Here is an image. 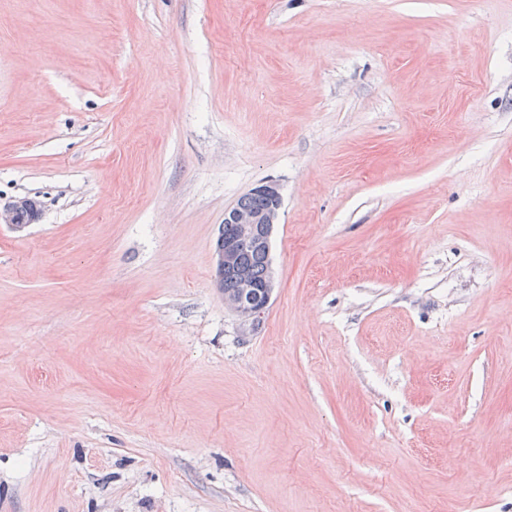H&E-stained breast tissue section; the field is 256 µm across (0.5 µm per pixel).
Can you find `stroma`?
I'll return each mask as SVG.
<instances>
[{
	"label": "stroma",
	"mask_w": 512,
	"mask_h": 512,
	"mask_svg": "<svg viewBox=\"0 0 512 512\" xmlns=\"http://www.w3.org/2000/svg\"><path fill=\"white\" fill-rule=\"evenodd\" d=\"M18 196L0 512H512V0H0ZM250 192L252 194L247 193L239 198L236 203L238 207L233 206L224 212V228L222 231L223 235L236 240L238 266L247 271L255 280L247 274L241 273L234 289H232L234 274L227 272L224 278V290H222L224 304L236 314L244 328L255 326L257 318L271 302L275 288L273 275L271 274L264 282L263 280L268 276L270 270L271 237L276 224H278L279 212L282 206V197L275 184L262 183ZM259 195L268 199L269 207L267 200ZM267 207L268 209L265 210ZM237 224L245 231L258 228L261 231L259 242L266 250L257 246L251 238L241 237ZM227 237L223 238L220 234L218 244L216 242V263L219 281H221L225 272L235 262L234 242ZM22 212L27 213V222H21L18 219V215ZM38 216L39 211L35 201L27 196L17 197L9 203L0 206V225H5L14 231H21L28 227L29 224L35 223Z\"/></svg>",
	"instance_id": "1"
}]
</instances>
